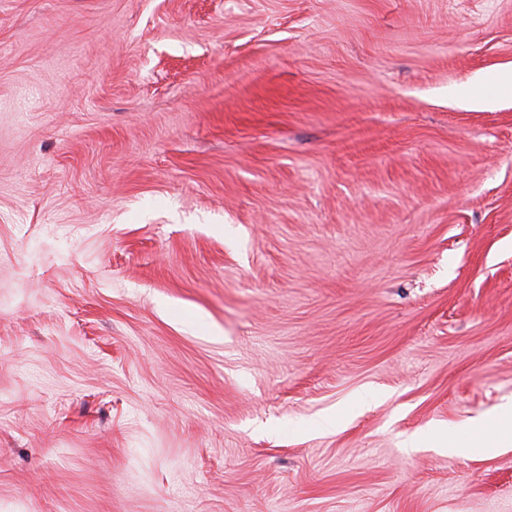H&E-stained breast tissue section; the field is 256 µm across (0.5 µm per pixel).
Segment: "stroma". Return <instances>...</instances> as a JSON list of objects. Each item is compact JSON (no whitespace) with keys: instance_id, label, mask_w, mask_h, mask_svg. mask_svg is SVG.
<instances>
[{"instance_id":"35a3bbf8","label":"stroma","mask_w":512,"mask_h":512,"mask_svg":"<svg viewBox=\"0 0 512 512\" xmlns=\"http://www.w3.org/2000/svg\"><path fill=\"white\" fill-rule=\"evenodd\" d=\"M507 70L512 0H0V512H512Z\"/></svg>"}]
</instances>
